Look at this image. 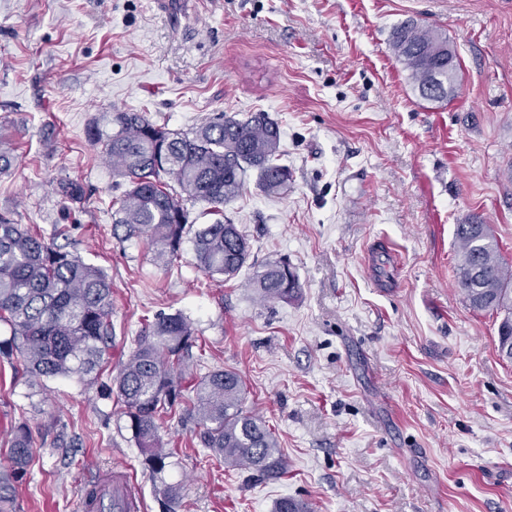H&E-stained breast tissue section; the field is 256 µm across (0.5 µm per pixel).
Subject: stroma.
Wrapping results in <instances>:
<instances>
[{
	"mask_svg": "<svg viewBox=\"0 0 512 512\" xmlns=\"http://www.w3.org/2000/svg\"><path fill=\"white\" fill-rule=\"evenodd\" d=\"M416 18L448 34L453 95L429 103L389 49ZM190 131L268 113L282 194L247 180L224 214L249 266L217 282L192 247L168 268L112 235V168L88 127L115 112ZM0 214L41 234L63 221L57 184L89 199L68 250L112 280L113 356L146 319L182 310L202 369L231 368L276 434L278 479L225 468L195 428H161L176 512H512V362L498 315L455 276L454 229L477 216L512 262V0H0ZM287 258L292 303L260 302L256 265ZM27 422L34 460L21 512H81L88 475H122L162 512L115 396L100 382L38 385L0 356V449Z\"/></svg>",
	"mask_w": 512,
	"mask_h": 512,
	"instance_id": "stroma-1",
	"label": "stroma"
}]
</instances>
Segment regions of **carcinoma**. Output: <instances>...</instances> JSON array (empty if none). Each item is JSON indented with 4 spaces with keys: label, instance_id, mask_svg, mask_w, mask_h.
Returning <instances> with one entry per match:
<instances>
[{
    "label": "carcinoma",
    "instance_id": "carcinoma-1",
    "mask_svg": "<svg viewBox=\"0 0 512 512\" xmlns=\"http://www.w3.org/2000/svg\"><path fill=\"white\" fill-rule=\"evenodd\" d=\"M389 48L420 98L442 103L458 76L455 51L441 29L418 20L396 25ZM88 140L101 147L112 175L127 185L108 202L113 234L143 241L151 261L169 267L187 241L197 267L212 280L234 277L247 263L250 243L224 218V205L243 191L250 173L268 194L288 189L292 175L279 163V125L264 112L241 121L224 114L189 132L150 121L142 112H115L112 129L94 123ZM65 208H81L84 186L62 180ZM201 203L208 223L194 228L187 203ZM73 225L54 224L49 236L0 215V323L10 338L0 354L17 357L31 377L99 378L115 337L112 279L99 266L66 249ZM455 270L459 288L477 312L503 315L499 354L512 361V264L503 257L489 225L472 219L455 225ZM263 302L294 299L298 275L288 260L269 261L249 281ZM197 329L180 310L161 311L134 338L113 378L117 402L154 482L155 498L173 510L178 485L162 477L173 451L160 428L167 418L199 429L202 447L224 458L228 468L251 469L276 479L286 466L274 433L243 406L245 382L229 369L203 375L192 370ZM8 465L0 469V512H21L15 484L32 462L34 437L25 422L7 436Z\"/></svg>",
    "mask_w": 512,
    "mask_h": 512
}]
</instances>
